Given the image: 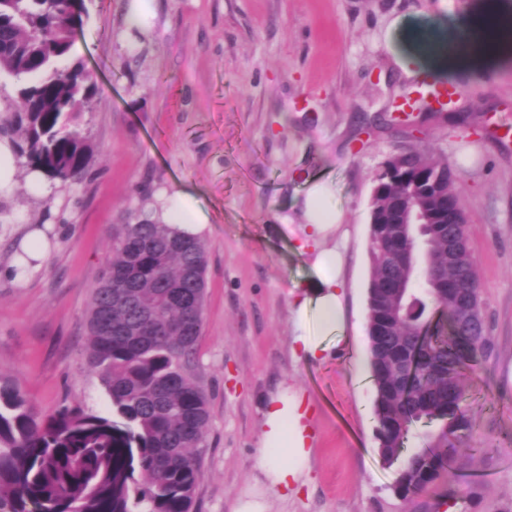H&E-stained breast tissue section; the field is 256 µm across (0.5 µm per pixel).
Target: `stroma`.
<instances>
[{
	"instance_id": "1",
	"label": "stroma",
	"mask_w": 512,
	"mask_h": 512,
	"mask_svg": "<svg viewBox=\"0 0 512 512\" xmlns=\"http://www.w3.org/2000/svg\"><path fill=\"white\" fill-rule=\"evenodd\" d=\"M132 0H82L73 58L98 93L82 117L95 155L77 183L38 193L19 166L0 196V376L40 414L105 413L87 359L92 287L125 211L157 187L188 190L204 236V329L192 361L209 423L193 512H512V0H155L150 28L128 29ZM492 14L508 45L497 61L455 71L456 113L391 125L390 104L418 80L389 51L397 29L454 35ZM426 148L456 174L492 354L466 389L492 444L460 481L412 503L393 491L374 437L368 351L372 177L391 155ZM335 189L344 215V323L322 361L292 357V292L313 277L297 248V203L310 180ZM50 241L36 272L13 271L33 228ZM313 408L309 479L276 495L256 467L262 412L281 387Z\"/></svg>"
}]
</instances>
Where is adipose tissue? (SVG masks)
I'll use <instances>...</instances> for the list:
<instances>
[{
    "instance_id": "adipose-tissue-1",
    "label": "adipose tissue",
    "mask_w": 512,
    "mask_h": 512,
    "mask_svg": "<svg viewBox=\"0 0 512 512\" xmlns=\"http://www.w3.org/2000/svg\"><path fill=\"white\" fill-rule=\"evenodd\" d=\"M494 57L492 44L472 41L462 51L441 58L422 56L416 58L415 64L420 71L439 77ZM333 196L332 184L320 181L310 187L298 204L301 246L312 249L314 271L313 279L293 293L292 310L299 333L292 351L305 360H322L328 355L326 346L307 336L304 326L308 318H315L322 334L335 332L344 321L339 256L335 248L325 244L342 220L332 205ZM149 212L152 220L189 235L200 237L210 230L208 216L199 208L195 197L183 189L157 190ZM310 416L311 408L298 392L285 388L267 401L263 411V449L256 466L270 491L284 494L301 483L311 454Z\"/></svg>"
}]
</instances>
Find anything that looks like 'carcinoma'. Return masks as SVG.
Returning a JSON list of instances; mask_svg holds the SVG:
<instances>
[{
    "instance_id": "1",
    "label": "carcinoma",
    "mask_w": 512,
    "mask_h": 512,
    "mask_svg": "<svg viewBox=\"0 0 512 512\" xmlns=\"http://www.w3.org/2000/svg\"><path fill=\"white\" fill-rule=\"evenodd\" d=\"M76 35L71 0H0V77L15 81L21 100L3 109L0 133L16 138L29 170L63 183L81 180L94 153L79 124L96 82L81 61L58 67ZM385 164L405 166L412 176L441 172L439 190L426 203L447 208L462 244L448 261L441 228L425 225L422 265L408 283L413 300L402 318L390 321L370 231L368 340L378 452L385 464H399L394 491L401 499L412 500L437 479L461 495L457 473L480 452L478 419L462 381L492 351L461 191L448 165L425 150L398 152ZM139 215L130 212L126 223L112 225L111 258L92 287L88 311V361L111 411L63 410L43 418L0 378V512H192L209 421L192 370L204 327L206 248ZM443 280L461 282L470 316L457 313L454 289L439 288ZM127 293L149 319L127 306ZM388 326L393 335H382ZM416 435L423 448L408 454Z\"/></svg>"
}]
</instances>
